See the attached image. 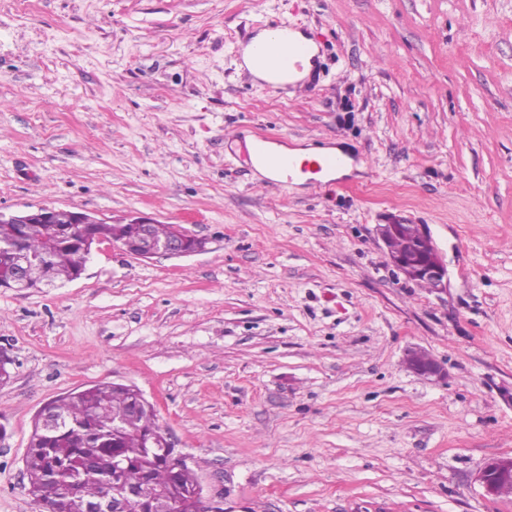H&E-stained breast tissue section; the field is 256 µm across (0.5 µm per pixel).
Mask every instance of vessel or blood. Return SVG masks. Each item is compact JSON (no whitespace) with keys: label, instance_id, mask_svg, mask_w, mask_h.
<instances>
[{"label":"vessel or blood","instance_id":"obj_1","mask_svg":"<svg viewBox=\"0 0 512 512\" xmlns=\"http://www.w3.org/2000/svg\"><path fill=\"white\" fill-rule=\"evenodd\" d=\"M251 60L263 71L262 82L272 89L301 90L309 88L304 71L316 61L315 46L302 28L277 22L271 26L269 39L249 44ZM253 167L270 169L274 182L285 184L307 172L329 174L344 169L349 157L344 153L326 152L315 158L297 161L287 153H270L267 140L234 132L230 137Z\"/></svg>","mask_w":512,"mask_h":512}]
</instances>
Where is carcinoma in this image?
I'll use <instances>...</instances> for the list:
<instances>
[{
    "mask_svg": "<svg viewBox=\"0 0 512 512\" xmlns=\"http://www.w3.org/2000/svg\"><path fill=\"white\" fill-rule=\"evenodd\" d=\"M170 224H126L117 235L127 241L148 236L154 241L169 237ZM390 253L406 254L414 249L410 229L390 237ZM16 249L29 261L28 287L71 281L85 268L80 227L71 224H2L0 250ZM62 420V427L46 431L33 425L23 457L29 494L41 512H79L78 503L67 496V483L87 465L80 495L95 500L114 484L135 482L146 472L156 493L154 512H207L198 502L187 500L198 484L195 470L177 472L156 449H145L146 437L159 429L153 410H139L134 392L123 386L99 383L62 394L45 403ZM119 448L127 462L121 473L113 467L112 449Z\"/></svg>",
    "mask_w": 512,
    "mask_h": 512,
    "instance_id": "obj_1",
    "label": "carcinoma"
}]
</instances>
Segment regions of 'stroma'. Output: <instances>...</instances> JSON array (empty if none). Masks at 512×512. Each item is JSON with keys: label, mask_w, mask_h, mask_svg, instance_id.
I'll return each mask as SVG.
<instances>
[{"label": "stroma", "mask_w": 512, "mask_h": 512, "mask_svg": "<svg viewBox=\"0 0 512 512\" xmlns=\"http://www.w3.org/2000/svg\"><path fill=\"white\" fill-rule=\"evenodd\" d=\"M271 20L313 36L311 91L247 76ZM236 127L352 170L266 185ZM39 206L206 246L104 242L79 279L0 288V512H38L37 411L112 381L225 512H512L479 480L512 456V0H0V212ZM390 213L430 232L446 291L391 262ZM407 366L423 376H437L440 374L439 365L422 348H413L406 354Z\"/></svg>", "instance_id": "35a3bbf8"}]
</instances>
